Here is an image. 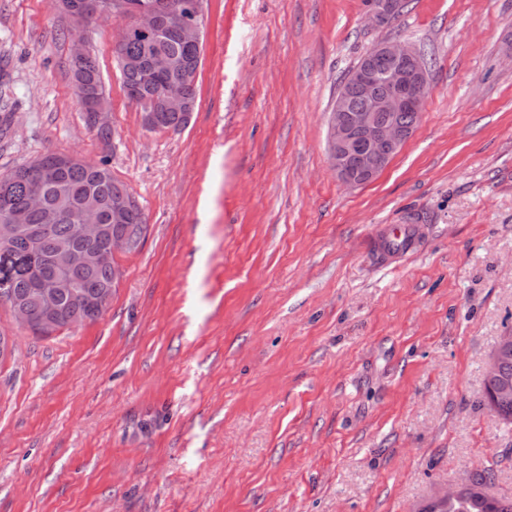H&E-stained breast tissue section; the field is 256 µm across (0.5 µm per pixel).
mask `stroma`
Returning a JSON list of instances; mask_svg holds the SVG:
<instances>
[{
	"instance_id": "35a3bbf8",
	"label": "stroma",
	"mask_w": 512,
	"mask_h": 512,
	"mask_svg": "<svg viewBox=\"0 0 512 512\" xmlns=\"http://www.w3.org/2000/svg\"><path fill=\"white\" fill-rule=\"evenodd\" d=\"M205 0L196 109L148 130L86 33L110 143L74 94L73 22L0 0V175L97 163L148 226L98 320L41 336L0 302V512H416L475 470L512 497V428L481 401L512 330V0ZM412 41L421 118L370 183L332 170L348 70ZM416 228L392 261L380 241ZM402 4L403 2L399 0L376 1L366 13V20L368 24L374 26L385 25L387 21L401 9ZM404 8L405 4L403 5L401 12Z\"/></svg>"
}]
</instances>
